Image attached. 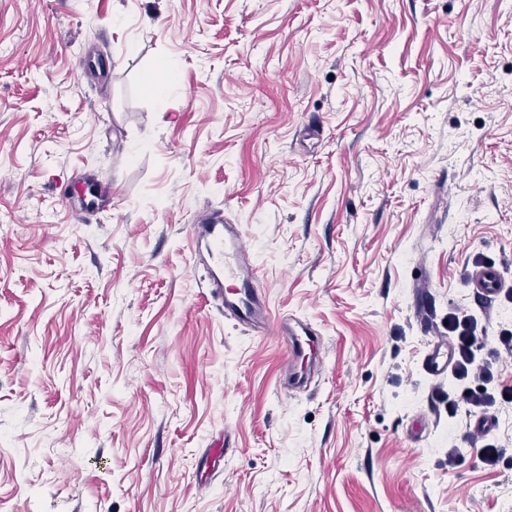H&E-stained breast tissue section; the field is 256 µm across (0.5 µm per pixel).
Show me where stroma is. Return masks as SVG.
Segmentation results:
<instances>
[{
    "mask_svg": "<svg viewBox=\"0 0 512 512\" xmlns=\"http://www.w3.org/2000/svg\"><path fill=\"white\" fill-rule=\"evenodd\" d=\"M205 212L316 328L307 386L204 296ZM485 264L512 0H0V512H512L422 366L449 312L512 326ZM470 285L487 301L491 302L504 288L509 289L505 298L508 301L512 299L511 285L507 284L502 270L494 265H483L473 271L470 275Z\"/></svg>",
    "mask_w": 512,
    "mask_h": 512,
    "instance_id": "obj_1",
    "label": "stroma"
}]
</instances>
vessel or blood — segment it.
<instances>
[{"instance_id": "b4317fda", "label": "vessel or blood", "mask_w": 512, "mask_h": 512, "mask_svg": "<svg viewBox=\"0 0 512 512\" xmlns=\"http://www.w3.org/2000/svg\"><path fill=\"white\" fill-rule=\"evenodd\" d=\"M195 247L206 250L208 296L225 316L254 336L278 337L284 348V364L297 382H306L308 374L321 363L314 330L306 323L287 317L272 318L265 289L245 244L239 225L224 223L210 214L192 225ZM473 290L485 300H493L506 288L500 268L483 265L470 275ZM452 363L447 339L434 341L423 359V368L431 376L446 375Z\"/></svg>"}]
</instances>
